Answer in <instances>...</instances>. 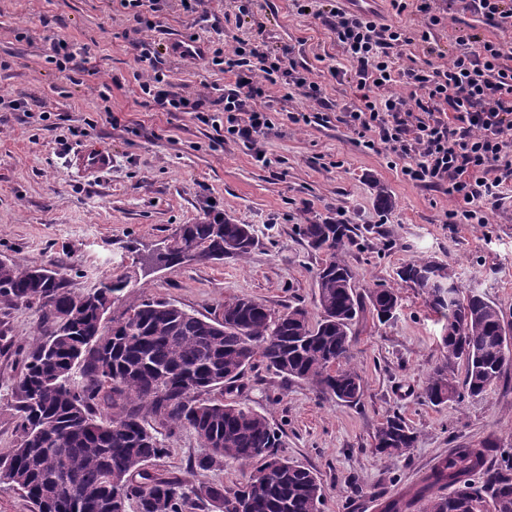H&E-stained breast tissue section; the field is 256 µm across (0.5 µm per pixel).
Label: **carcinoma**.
<instances>
[{
	"instance_id": "carcinoma-1",
	"label": "carcinoma",
	"mask_w": 512,
	"mask_h": 512,
	"mask_svg": "<svg viewBox=\"0 0 512 512\" xmlns=\"http://www.w3.org/2000/svg\"><path fill=\"white\" fill-rule=\"evenodd\" d=\"M300 233L326 255L315 277L320 315L314 322L301 308L276 313L259 301L234 298L224 302L220 319L147 300L106 325L102 315L130 286L127 279L106 278L76 294L45 268L0 260V302L35 306L42 319L16 381L20 442L0 455V483L21 490L33 512H129L132 505L134 512H191L200 501H219L223 512H314L325 496L319 477L278 456L279 434L267 417L231 397L257 361L340 402L356 404L363 395L349 360L350 327L364 302L343 257L354 228L324 218L302 225ZM255 246L252 225L209 214L167 240L163 261L246 258ZM397 275L420 289L445 320L443 358L426 379V401L439 406L463 391L479 396L496 385L509 367L498 346L512 338V321L482 296L461 295L452 270L433 260H413ZM368 299L382 322L399 307L392 288H374ZM217 389L230 398L203 397ZM103 404L114 413L102 415ZM150 417L170 431L192 432L203 446L223 442L218 452L206 450L194 460V477L225 459L254 468L235 488L159 478L145 468L165 452ZM416 441L414 429L393 415L377 429L373 451L402 456ZM448 485L455 487L448 496L431 493ZM418 501L422 512H512V465L488 464L484 447L455 448L419 488L385 500L381 512H409Z\"/></svg>"
}]
</instances>
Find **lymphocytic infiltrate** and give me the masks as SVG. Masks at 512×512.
<instances>
[{
	"instance_id": "obj_1",
	"label": "lymphocytic infiltrate",
	"mask_w": 512,
	"mask_h": 512,
	"mask_svg": "<svg viewBox=\"0 0 512 512\" xmlns=\"http://www.w3.org/2000/svg\"><path fill=\"white\" fill-rule=\"evenodd\" d=\"M293 2L297 11L322 18L346 53L344 66L329 69L354 90L341 109V123L363 136L365 149L401 162L409 181L447 187L460 201L450 220L486 223L485 205L512 196V44L465 32L456 37L449 62L408 63L401 47L429 42L448 22L435 0H389L395 14L423 17L416 32L385 23L376 11L353 9L345 0ZM181 3L214 34L210 45H201L196 34L189 40L198 44L195 56L205 70L223 73L224 93L212 100L179 91L166 65L177 46L160 41L138 44L137 60L147 66L141 93L158 111L191 112L199 122L223 128L226 137L254 145L257 160H265L259 142L274 124L258 100L277 87L319 107L320 84L310 68L294 60L292 47L237 37L231 52H224L220 17L204 10L202 0ZM396 85L403 95L391 94Z\"/></svg>"
}]
</instances>
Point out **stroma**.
<instances>
[{
  "label": "stroma",
  "instance_id": "stroma-1",
  "mask_svg": "<svg viewBox=\"0 0 512 512\" xmlns=\"http://www.w3.org/2000/svg\"><path fill=\"white\" fill-rule=\"evenodd\" d=\"M254 20L239 34L259 32L294 45L323 88L331 113L354 95L328 65L344 53L322 20L298 14L292 0H256ZM115 0H0V98L24 100L48 114L0 112V259L58 270L73 292L85 293L107 276L130 286L113 312L151 298L189 312L221 317L226 300L250 297L281 312L304 307L317 318L315 276L324 256L302 239L301 225L345 216L355 242L344 258L360 295L395 289L400 308L380 323L364 309L351 327V365L363 396L346 405L306 382L248 369L243 399L281 431L279 456L313 470L325 488L322 512H379L383 498L416 486L440 457L462 446L512 448V367L486 394L425 402L422 384L440 361L443 320L426 297L397 271L428 258L449 266L463 293L495 303L512 321V198L486 205V223L452 224L457 199L443 188L405 180L385 154L364 149L355 134L333 121L295 125L292 112L310 109L300 95L270 91L275 129L263 141L266 162L250 145L225 138L192 114L154 112L142 104L136 50ZM64 38L79 81L49 62ZM175 83L189 94L217 98L223 74L205 90L201 62L168 58ZM97 144L112 155L109 170L85 175L75 152ZM392 198L376 205L377 189ZM212 209L252 225L257 245L245 259L147 270L143 256ZM40 326L35 309L0 304V453L20 437L13 416L14 386L25 352ZM393 414L418 439L401 457L374 453L377 428ZM166 452L148 465L162 478L190 480L201 454L187 430L162 433Z\"/></svg>",
  "mask_w": 512,
  "mask_h": 512
}]
</instances>
